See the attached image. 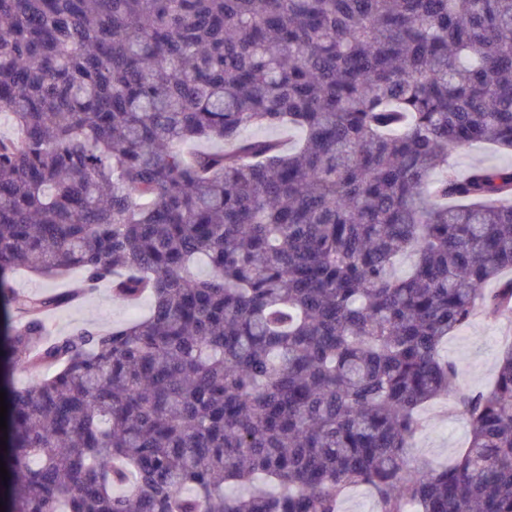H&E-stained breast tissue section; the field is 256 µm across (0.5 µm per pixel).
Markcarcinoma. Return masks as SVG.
Wrapping results in <instances>:
<instances>
[{
    "label": "carcinoma",
    "instance_id": "cac0c4a2",
    "mask_svg": "<svg viewBox=\"0 0 512 512\" xmlns=\"http://www.w3.org/2000/svg\"><path fill=\"white\" fill-rule=\"evenodd\" d=\"M3 117L4 512H512V345L441 355L512 317V165L449 162L512 155V0H0ZM103 282L149 314L52 335ZM451 161L461 173H466L476 165H507L512 158L501 155L487 144H475L469 148L453 153ZM82 274L79 270H69L67 275L54 282L46 281L34 274L20 272L15 278V287L23 289L24 291L43 290L51 286L53 289L64 290L68 288H77L80 285ZM510 341L512 322L508 318L481 317L448 337L442 355L457 366L462 388L479 391L493 382L501 354ZM446 408V418L439 412ZM424 428L418 435L412 456L427 459L434 465H446L468 440L466 419L451 409L450 401H440L425 408L422 414ZM375 508L374 497L366 487L351 489L341 504L342 512H374Z\"/></svg>",
    "mask_w": 512,
    "mask_h": 512
}]
</instances>
